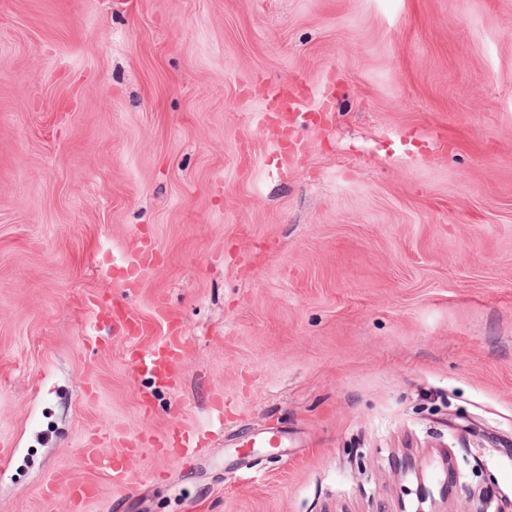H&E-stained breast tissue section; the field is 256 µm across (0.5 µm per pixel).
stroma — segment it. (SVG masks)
<instances>
[{
    "label": "stroma",
    "instance_id": "obj_1",
    "mask_svg": "<svg viewBox=\"0 0 512 512\" xmlns=\"http://www.w3.org/2000/svg\"><path fill=\"white\" fill-rule=\"evenodd\" d=\"M292 79L336 106L285 160ZM149 242L169 387L94 332ZM115 429L204 451L105 443L134 485L82 512H467L479 469L512 500V0H0V512H71L43 487Z\"/></svg>",
    "mask_w": 512,
    "mask_h": 512
}]
</instances>
